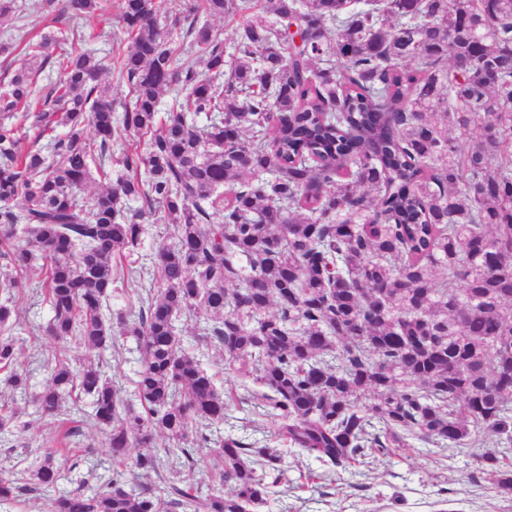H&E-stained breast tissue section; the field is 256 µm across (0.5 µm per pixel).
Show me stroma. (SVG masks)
Masks as SVG:
<instances>
[{"instance_id":"stroma-1","label":"stroma","mask_w":512,"mask_h":512,"mask_svg":"<svg viewBox=\"0 0 512 512\" xmlns=\"http://www.w3.org/2000/svg\"><path fill=\"white\" fill-rule=\"evenodd\" d=\"M121 0H107L105 9L80 21L78 35L62 42L66 51H89L100 59L126 52L130 41L117 25ZM53 344L46 338L24 343L17 367L24 370L32 390L47 381L43 362ZM28 427L18 429L11 442L0 445V474H23L57 432L55 421L29 415ZM231 431L249 435L278 447L275 427L250 404L229 409ZM494 439H486L467 451L411 441L400 454L381 456L367 465L354 464L336 474L299 488V475L322 472L320 462L289 451L265 512H512V498L500 495L478 471V454L497 451Z\"/></svg>"}]
</instances>
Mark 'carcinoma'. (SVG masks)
Listing matches in <instances>:
<instances>
[{"label": "carcinoma", "mask_w": 512, "mask_h": 512, "mask_svg": "<svg viewBox=\"0 0 512 512\" xmlns=\"http://www.w3.org/2000/svg\"><path fill=\"white\" fill-rule=\"evenodd\" d=\"M43 3L74 32L102 10ZM357 4L188 0L174 16L169 0H122L133 47L117 58L119 100L91 52L54 55L51 34L0 43L26 57L0 92V371L23 403L0 413V440L29 405L59 427L26 482L0 476V503L40 492L47 512H262L283 452L221 433L244 398L202 366L209 351L285 446L327 468L311 482L410 439L512 449V0ZM201 15L237 20L233 52ZM178 30L199 65H178ZM47 66L59 82L38 88ZM118 105L133 139L112 178ZM17 112L47 137L39 149L19 150ZM97 177L109 186L89 196ZM136 201L167 230L139 265ZM37 257L44 323L19 310ZM117 281L138 308L111 313ZM183 318L199 322L188 349ZM115 321L139 354L133 401L103 371ZM38 336L56 349L31 394L16 354ZM85 427L108 429L112 472L59 491L57 460ZM159 435L166 448L133 453ZM195 445L223 463L207 493L131 484L193 469ZM478 460L511 497L512 464Z\"/></svg>", "instance_id": "1"}]
</instances>
